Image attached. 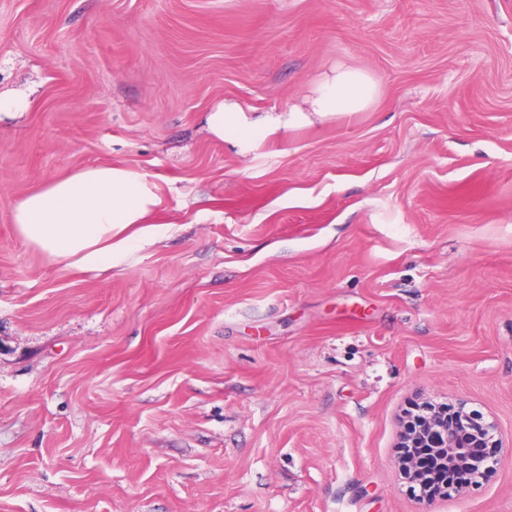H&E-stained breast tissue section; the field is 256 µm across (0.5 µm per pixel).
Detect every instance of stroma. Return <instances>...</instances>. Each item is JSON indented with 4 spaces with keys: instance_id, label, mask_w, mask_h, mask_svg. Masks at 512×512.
Returning a JSON list of instances; mask_svg holds the SVG:
<instances>
[{
    "instance_id": "35a3bbf8",
    "label": "stroma",
    "mask_w": 512,
    "mask_h": 512,
    "mask_svg": "<svg viewBox=\"0 0 512 512\" xmlns=\"http://www.w3.org/2000/svg\"><path fill=\"white\" fill-rule=\"evenodd\" d=\"M359 112L240 154L221 101ZM0 512H420L396 444L467 399L512 441V0H0ZM112 164L156 244L49 263L11 205ZM433 512H512V462ZM375 86L362 71L336 64L332 76L321 82L308 109L294 106L287 112H265L257 118H249L236 103L221 102L206 117V128L217 139L228 140L240 152H247L255 143L303 123L310 122L306 112L320 118L337 114H349L362 110L373 98Z\"/></svg>"
}]
</instances>
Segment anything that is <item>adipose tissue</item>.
I'll list each match as a JSON object with an SVG mask.
<instances>
[{
  "instance_id": "adipose-tissue-1",
  "label": "adipose tissue",
  "mask_w": 512,
  "mask_h": 512,
  "mask_svg": "<svg viewBox=\"0 0 512 512\" xmlns=\"http://www.w3.org/2000/svg\"><path fill=\"white\" fill-rule=\"evenodd\" d=\"M375 86L362 71L340 64L319 85L308 108L248 117L235 103H219L206 128L246 152L255 143L306 122L362 110ZM162 205L156 183L146 175L109 164L77 169L44 182L11 207L15 232L50 262L78 271H107L145 245L162 227L152 217Z\"/></svg>"
}]
</instances>
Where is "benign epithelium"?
<instances>
[{
    "label": "benign epithelium",
    "instance_id": "1",
    "mask_svg": "<svg viewBox=\"0 0 512 512\" xmlns=\"http://www.w3.org/2000/svg\"><path fill=\"white\" fill-rule=\"evenodd\" d=\"M398 447L403 449L404 478L418 490L417 501L425 507L437 499L427 487V478L461 469L473 487L502 463V455L495 452L502 447L495 423L470 409L463 399L450 405L436 403L429 416L410 418Z\"/></svg>",
    "mask_w": 512,
    "mask_h": 512
}]
</instances>
